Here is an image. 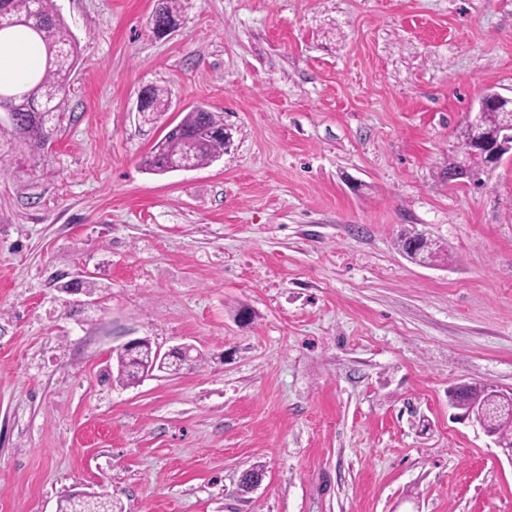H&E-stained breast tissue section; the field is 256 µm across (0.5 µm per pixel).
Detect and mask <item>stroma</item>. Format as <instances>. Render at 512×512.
Masks as SVG:
<instances>
[{
    "label": "stroma",
    "mask_w": 512,
    "mask_h": 512,
    "mask_svg": "<svg viewBox=\"0 0 512 512\" xmlns=\"http://www.w3.org/2000/svg\"><path fill=\"white\" fill-rule=\"evenodd\" d=\"M55 4L61 123L24 158L0 122V512H512V463L448 402L512 389V155L441 175L512 94V0H182L162 39L155 0ZM198 106L230 150L146 171ZM132 338L201 364L121 385ZM149 85L142 86L137 95L136 108H139L145 97V89ZM169 108V95L168 90L162 87L151 85L147 88V103L141 114L143 115L144 121L151 122L155 118V115H159L162 112H167ZM511 104H512V97H506L499 93H494L492 95H484V96L480 97L478 112L475 113L474 119L470 121V124L468 127L470 129L476 128L479 124V119H480L481 114L487 108L492 107V106H503V105H511ZM469 128H466L464 131H462V133L460 135V138H461L460 144L462 146H464L465 149L469 147V143H470ZM458 392H461L463 400L472 409L485 407L494 400V395L488 390L487 384H460L452 387L448 391L449 402ZM59 508L60 512H116V506L108 496L89 500L67 496L60 502Z\"/></svg>",
    "instance_id": "35a3bbf8"
}]
</instances>
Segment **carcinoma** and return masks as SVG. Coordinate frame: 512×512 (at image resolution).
Returning <instances> with one entry per match:
<instances>
[{"label": "carcinoma", "instance_id": "carcinoma-1", "mask_svg": "<svg viewBox=\"0 0 512 512\" xmlns=\"http://www.w3.org/2000/svg\"><path fill=\"white\" fill-rule=\"evenodd\" d=\"M54 0H0V11L15 20L11 28L25 27L42 43L46 61L42 75L25 90L15 93L0 92V101L11 105L26 124V133L16 137L19 146L30 154H36L41 143L48 142L56 127L52 120L60 116L66 107V87L70 73L78 57L77 46L71 41L63 19L53 6ZM181 17L180 0H159L153 18L156 27L171 25ZM169 108L168 90L151 85L147 88V103L141 114L151 122L154 116ZM38 109L46 119L38 120L32 110ZM224 119L215 112L192 110L171 127L142 158L143 167L156 174L170 172L174 162L189 155L192 163L205 166L224 155ZM117 378L124 385L143 379L144 371L150 367L172 372L183 368L181 364L155 361V350L144 346L134 355L116 354ZM462 394L463 400L472 409L489 405L494 395L486 384H460L448 391V398ZM493 431L500 442L512 446V419H499ZM60 512H116L109 497L76 499L65 497L60 502Z\"/></svg>", "mask_w": 512, "mask_h": 512}]
</instances>
